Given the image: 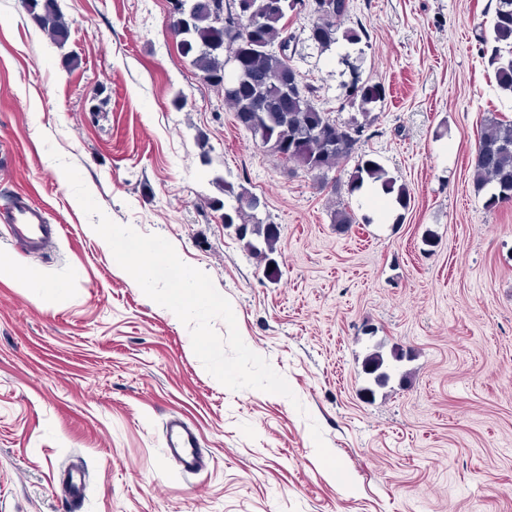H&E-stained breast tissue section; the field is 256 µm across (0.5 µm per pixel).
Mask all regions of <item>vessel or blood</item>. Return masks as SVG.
I'll use <instances>...</instances> for the list:
<instances>
[{
  "label": "vessel or blood",
  "instance_id": "vessel-or-blood-1",
  "mask_svg": "<svg viewBox=\"0 0 512 512\" xmlns=\"http://www.w3.org/2000/svg\"><path fill=\"white\" fill-rule=\"evenodd\" d=\"M0 223L4 224L15 240L28 253L39 255L51 249L63 227L51 223L44 208L34 206L25 198H16L11 205L0 211ZM165 450L183 471L192 473L201 466L197 454L199 437L195 429L182 419L171 420L165 432Z\"/></svg>",
  "mask_w": 512,
  "mask_h": 512
}]
</instances>
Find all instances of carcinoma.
<instances>
[{
	"label": "carcinoma",
	"mask_w": 512,
	"mask_h": 512,
	"mask_svg": "<svg viewBox=\"0 0 512 512\" xmlns=\"http://www.w3.org/2000/svg\"><path fill=\"white\" fill-rule=\"evenodd\" d=\"M219 0H185L189 12L188 23L179 29L181 39L178 48L183 56L191 58L192 65L202 76L219 85L227 74L224 57V42H229L233 53L245 63L250 73L264 79L266 96L272 100L279 97L288 85L296 68L289 53L296 36L288 32L284 19L297 6L296 0H225L224 24H219L217 15ZM34 23L56 43L66 41L69 26L58 0H23ZM315 20L309 28L307 40L323 53L343 39L351 45L362 41L366 30L340 32L341 23L350 11V0H313ZM245 20L246 32L231 35L233 17ZM494 42L491 62L496 64L495 78L498 85L512 91V57L501 55L498 44L512 47V0H496L493 24ZM349 96L359 101L363 121L352 119L339 124L329 113L314 103L317 89L310 83L300 81L292 87L288 108V127H283L278 109L271 106L267 114L256 122L253 118L254 89L243 86L234 95L225 98L233 109L241 126L258 139L260 145L285 163H293L310 172L323 171L335 163L351 158L357 153L364 129L377 119L373 115L377 106L384 103L386 91L380 84L360 82L354 77L348 86ZM315 128L332 129L336 136V153L326 154L317 138L302 137L300 133ZM471 166L475 191H489L487 205L496 206L512 202V122L492 120L481 132ZM379 184L384 194H395L396 202L405 207L410 200L407 186H395L384 169L371 159L359 160L350 176L351 190H359L364 184ZM224 191L234 196L236 206L224 213L229 224H238L239 240L256 257L269 260L276 252L278 232L274 225L258 218L253 206L243 204V199L258 197L247 192L234 193L233 188Z\"/></svg>",
	"instance_id": "cac0c4a2"
}]
</instances>
